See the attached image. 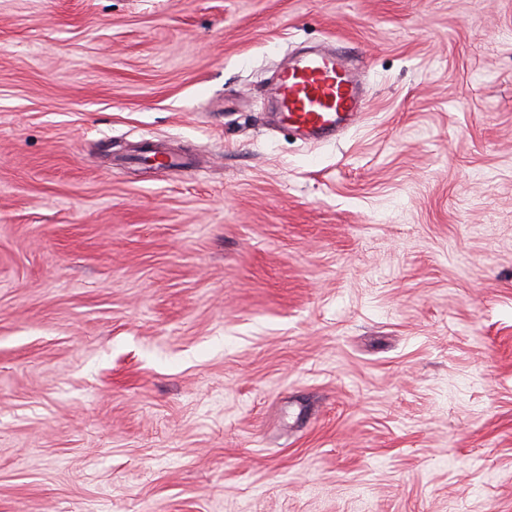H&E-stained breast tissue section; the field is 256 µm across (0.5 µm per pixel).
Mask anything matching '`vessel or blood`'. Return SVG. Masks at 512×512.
I'll return each mask as SVG.
<instances>
[{"label":"vessel or blood","mask_w":512,"mask_h":512,"mask_svg":"<svg viewBox=\"0 0 512 512\" xmlns=\"http://www.w3.org/2000/svg\"><path fill=\"white\" fill-rule=\"evenodd\" d=\"M274 110L289 128L332 142L365 111L360 84L340 51H308L289 58L271 92Z\"/></svg>","instance_id":"vessel-or-blood-1"}]
</instances>
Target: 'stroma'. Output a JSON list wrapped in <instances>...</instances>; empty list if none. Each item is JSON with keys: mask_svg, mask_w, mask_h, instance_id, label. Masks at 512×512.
<instances>
[{"mask_svg": "<svg viewBox=\"0 0 512 512\" xmlns=\"http://www.w3.org/2000/svg\"><path fill=\"white\" fill-rule=\"evenodd\" d=\"M0 512H512V0H0ZM271 97L283 123L323 142L337 141L365 111L358 79L340 50L308 51L289 58Z\"/></svg>", "mask_w": 512, "mask_h": 512, "instance_id": "stroma-1", "label": "stroma"}]
</instances>
